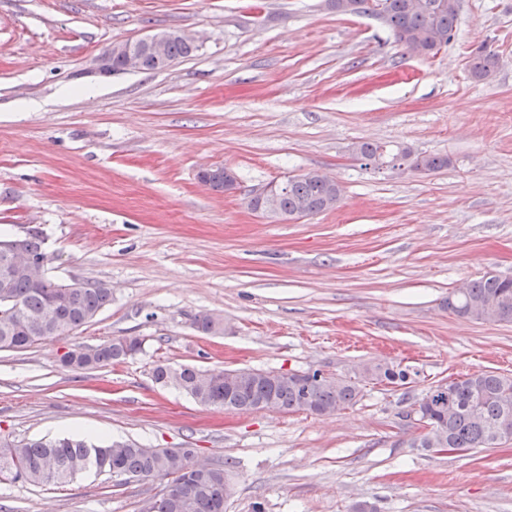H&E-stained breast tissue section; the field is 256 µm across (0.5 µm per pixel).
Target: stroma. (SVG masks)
I'll return each mask as SVG.
<instances>
[{"instance_id":"obj_1","label":"stroma","mask_w":512,"mask_h":512,"mask_svg":"<svg viewBox=\"0 0 512 512\" xmlns=\"http://www.w3.org/2000/svg\"><path fill=\"white\" fill-rule=\"evenodd\" d=\"M175 30L193 56L161 71L99 68L112 43ZM489 46L499 66L468 70ZM382 142L448 156L404 174L365 164ZM237 186L217 192L202 169ZM317 171L332 210L277 220L253 195ZM39 228L59 283L103 282L89 324L0 350V443L88 435L192 448L226 463V512H512V443L419 448L414 403L436 382L512 373V323L442 302L466 280L512 278V0H461L437 55L325 0H0V234ZM223 316V334L194 327ZM136 336L124 362L59 357ZM369 361L410 384H367L328 415L225 413L161 387L159 363L349 378ZM158 479L0 477V512H143Z\"/></svg>"}]
</instances>
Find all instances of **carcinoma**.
I'll return each mask as SVG.
<instances>
[{
  "label": "carcinoma",
  "mask_w": 512,
  "mask_h": 512,
  "mask_svg": "<svg viewBox=\"0 0 512 512\" xmlns=\"http://www.w3.org/2000/svg\"><path fill=\"white\" fill-rule=\"evenodd\" d=\"M356 14L372 8L376 17L392 30L395 42L420 56L437 54L436 47L447 45L454 36L459 0H353ZM196 48L178 38L167 42L165 55L151 59L154 70H163L180 58L191 56ZM499 64V56L484 47L469 61L470 75L481 80ZM356 154L373 164H390L401 158L410 168L435 172L448 167L443 155L415 154L407 148L391 151L378 143L364 142ZM342 195L335 181L304 174L287 179L277 193L275 216L298 219L335 207ZM13 243L32 262L46 256L41 231L32 229ZM112 302V289L103 282L78 283L71 288L48 278L41 281L24 271L0 282V349H26L39 341L77 330L92 322ZM452 313L477 321L512 323V278L486 274L464 283L444 301ZM134 336H122L73 357L60 360L61 367L73 370L96 369L120 363L141 349ZM308 384L278 380L272 372L260 370L244 386V393L233 397V411H253L271 400L275 410L324 415L346 409L359 401L368 383L406 382V369L384 368L379 363L362 366L355 376L331 382L316 378ZM156 383L178 389L201 405L224 408L228 384L224 370L202 371L193 366L158 364L152 371ZM424 433L421 448H494L512 441V374L496 371L470 374L448 380L446 392L432 397L418 414ZM189 459L180 458L173 448L145 450L136 444L115 441L95 445L80 437L57 440L14 441L0 448V475L39 485L67 483L77 475L94 470L111 476L161 479L171 491L151 502L150 512H224V495L229 484L224 466L212 467L197 475L185 470Z\"/></svg>",
  "instance_id": "1"
}]
</instances>
